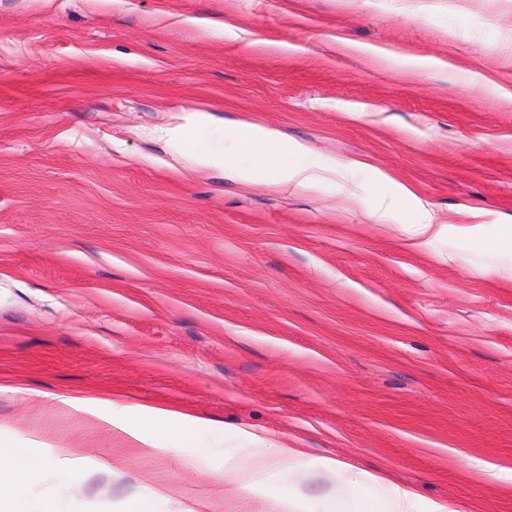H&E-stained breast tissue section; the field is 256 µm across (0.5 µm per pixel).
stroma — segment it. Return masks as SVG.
I'll return each instance as SVG.
<instances>
[{
	"label": "stroma",
	"mask_w": 512,
	"mask_h": 512,
	"mask_svg": "<svg viewBox=\"0 0 512 512\" xmlns=\"http://www.w3.org/2000/svg\"><path fill=\"white\" fill-rule=\"evenodd\" d=\"M196 112L200 150L251 120L332 172L196 169L152 135ZM399 184L449 232L413 245ZM503 224L512 0H0V436L82 461L32 500L282 512L217 480L244 427L305 449L268 477L311 512L342 481L326 455L422 506L512 512ZM73 394L216 426L146 453Z\"/></svg>",
	"instance_id": "stroma-1"
}]
</instances>
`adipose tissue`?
I'll list each match as a JSON object with an SVG mask.
<instances>
[{
  "label": "adipose tissue",
  "instance_id": "1",
  "mask_svg": "<svg viewBox=\"0 0 512 512\" xmlns=\"http://www.w3.org/2000/svg\"><path fill=\"white\" fill-rule=\"evenodd\" d=\"M211 122L210 115L199 112L186 124L174 129H156L154 135L187 150L189 160L197 167L222 169L232 180L249 181L256 171L273 167L277 170L273 181L277 188L306 190L320 181L324 164L318 154L306 144L288 140L286 135L254 122L243 121L225 129L224 137L230 142L227 151H192L198 132ZM241 154L251 157V166L238 162ZM67 403L72 408L97 415L150 450L163 449L165 442L175 435L190 437L202 424L201 418L146 405L135 406L134 417L128 420L111 414V402L103 397L71 396ZM239 434L251 440L254 447L246 457L225 462V479L235 489L274 497L291 505L293 512H303L305 503L294 487L275 488L260 478L261 472L271 468L293 465L302 458V450L245 428L240 429ZM54 466L76 470L81 463L76 459L59 460L20 443L0 439V512H62L55 503L31 501L25 492L28 482Z\"/></svg>",
  "mask_w": 512,
  "mask_h": 512
}]
</instances>
